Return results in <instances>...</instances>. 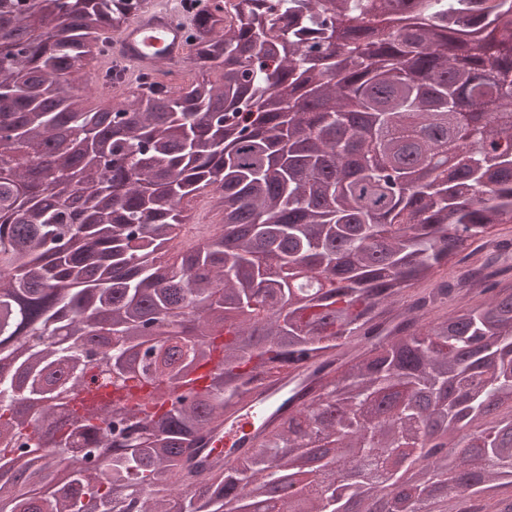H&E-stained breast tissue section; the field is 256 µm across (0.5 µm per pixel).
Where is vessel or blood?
<instances>
[{
  "mask_svg": "<svg viewBox=\"0 0 512 512\" xmlns=\"http://www.w3.org/2000/svg\"><path fill=\"white\" fill-rule=\"evenodd\" d=\"M190 21L181 0H147L144 8L106 46V59L134 70L154 69L158 62L172 66L188 58ZM270 409L268 392L259 390L224 425L207 435L202 444L223 457H234L238 449L250 447L266 422Z\"/></svg>",
  "mask_w": 512,
  "mask_h": 512,
  "instance_id": "vessel-or-blood-1",
  "label": "vessel or blood"
}]
</instances>
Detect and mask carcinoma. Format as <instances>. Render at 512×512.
<instances>
[{"instance_id":"1","label":"carcinoma","mask_w":512,"mask_h":512,"mask_svg":"<svg viewBox=\"0 0 512 512\" xmlns=\"http://www.w3.org/2000/svg\"><path fill=\"white\" fill-rule=\"evenodd\" d=\"M143 2L0 6V41L26 45L0 66L23 158L0 163V512H253L324 447L369 469L349 498L512 512V239L489 236L512 224V0H206L201 75L153 70L113 123L68 76ZM56 9L64 26L28 36ZM53 140L40 192L31 151ZM76 140L87 166L112 157L106 189ZM204 194L222 223L173 251ZM299 276L316 290L294 295ZM104 313L119 344L92 353ZM296 358L311 402L203 456ZM301 492L282 512H339L335 484Z\"/></svg>"}]
</instances>
